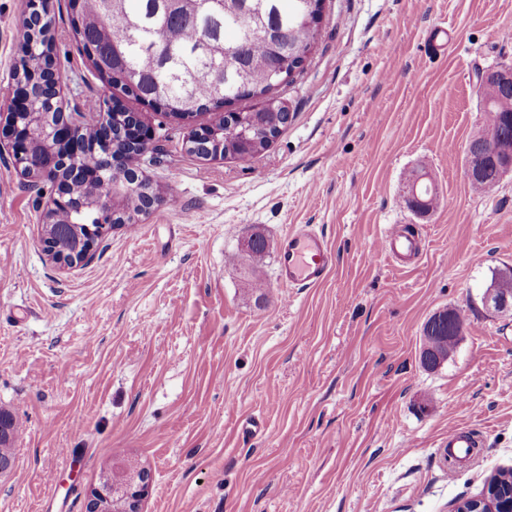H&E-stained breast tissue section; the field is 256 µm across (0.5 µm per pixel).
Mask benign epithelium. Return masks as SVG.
Instances as JSON below:
<instances>
[{
    "label": "benign epithelium",
    "mask_w": 512,
    "mask_h": 512,
    "mask_svg": "<svg viewBox=\"0 0 512 512\" xmlns=\"http://www.w3.org/2000/svg\"><path fill=\"white\" fill-rule=\"evenodd\" d=\"M30 13L26 17L25 27L28 38L26 43L32 47L52 35L53 17L48 0H29ZM19 93L12 106L7 125L0 131L12 147V158L16 171L21 177L33 182L50 184L53 194L45 211V224L42 247L50 261L62 271H70L84 266L93 260L99 248L100 240L112 234V231L126 223L125 210L115 203V197L123 192L139 191L135 183L127 182L124 174L130 168V161L122 156H112L108 151L102 153L104 167L96 171L103 177L102 171H110L119 179L103 185L109 189V197L101 207L99 228L85 226L86 236L82 249L70 254L59 253L54 247L50 226L56 223L60 210L68 207V187L73 181L88 174L79 167L84 158L78 133L86 125L104 122L105 113H110L118 120H126L122 134H128L136 149L135 162L149 156L153 163H158L154 148V135L141 121L139 113L123 106L108 105L102 112H68L63 102L62 79L48 64L38 72H28V77H16ZM41 85L49 88L46 102L39 112L31 111L30 88ZM512 88V69H490L480 76V101L483 110L492 108L512 111V95L500 93L502 88ZM218 124H201L191 129L186 144L187 149L200 151L202 157L217 160L231 157V152L224 151V138ZM495 134L494 126H489L484 142L479 144L469 140L466 146L467 179L481 173L488 161L496 164L492 180L484 184L489 190L507 174L512 175V147H489ZM512 278V270L505 269L500 277L489 282L483 291L486 306L501 312L512 307V290L504 283ZM151 472L146 466L134 465L126 460L112 463L99 485L92 488L87 496L86 512H142V503L151 489ZM496 488L484 489L477 497H464L458 500L452 512H509L512 503L504 504L496 498Z\"/></svg>",
    "instance_id": "obj_1"
}]
</instances>
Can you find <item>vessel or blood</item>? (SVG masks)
<instances>
[{"label": "vessel or blood", "mask_w": 512, "mask_h": 512, "mask_svg": "<svg viewBox=\"0 0 512 512\" xmlns=\"http://www.w3.org/2000/svg\"><path fill=\"white\" fill-rule=\"evenodd\" d=\"M381 249L391 257H413L419 253L417 241L388 229ZM334 255L327 239L312 229L303 227L285 235L278 246V279L288 288H311L323 282L331 269ZM478 438L469 432L452 427L443 444L449 455L465 459L478 447Z\"/></svg>", "instance_id": "vessel-or-blood-1"}]
</instances>
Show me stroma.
<instances>
[{"label":"stroma","instance_id":"35a3bbf8","mask_svg":"<svg viewBox=\"0 0 512 512\" xmlns=\"http://www.w3.org/2000/svg\"><path fill=\"white\" fill-rule=\"evenodd\" d=\"M52 14L66 108L139 112L161 201L62 272L41 246L50 185L30 189L0 151V409L19 427L0 512H84L118 457L151 468L144 512H449L512 467V312L481 301L512 266V176L477 192L465 174L478 77L512 68L497 35L512 0H324L304 69L277 91L292 120L247 164L190 153L194 123L102 79L70 0ZM26 16L27 0H0L1 126ZM440 23L454 38L433 59ZM421 168L438 199L425 216L406 203ZM307 224L333 267L288 288L275 248ZM392 224L420 238L415 264L381 251ZM256 232L271 249L253 267ZM448 307L464 334L429 370L423 326ZM455 426L482 445L452 467Z\"/></svg>","mask_w":512,"mask_h":512}]
</instances>
